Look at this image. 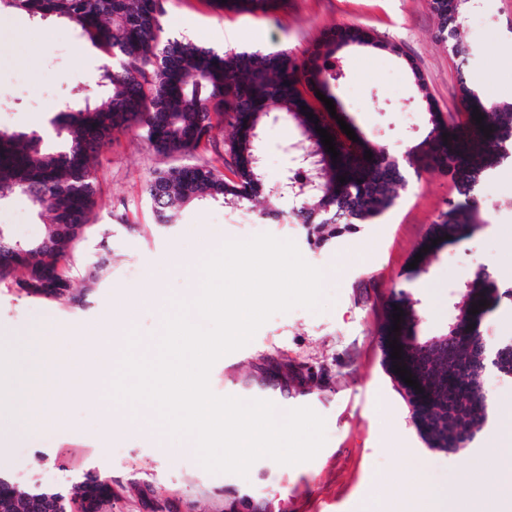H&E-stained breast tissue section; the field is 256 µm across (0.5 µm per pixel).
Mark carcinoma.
<instances>
[{
  "instance_id": "obj_1",
  "label": "carcinoma",
  "mask_w": 512,
  "mask_h": 512,
  "mask_svg": "<svg viewBox=\"0 0 512 512\" xmlns=\"http://www.w3.org/2000/svg\"><path fill=\"white\" fill-rule=\"evenodd\" d=\"M218 10L269 14L277 10L271 0H211ZM439 21L438 38L456 60L460 93L468 102L466 121L444 119L431 99H426L431 128L425 156L448 171L460 198L432 224L418 247H429L408 279L427 272L441 250L468 237L481 223L479 186L504 160L512 156V104L481 100L465 75L472 50L461 38L460 27L471 7L470 0H430ZM17 10L32 18L55 17L70 23L80 35L103 53L98 86L112 88L107 100L97 103L92 92L77 89L58 106L53 123L63 138V148L48 150L35 132L0 130V204L21 195L38 212L51 214L45 240L25 243L27 257L0 260V279L16 269L25 272L18 282L40 280L53 273L57 280L56 302L74 300L71 280L56 269L67 264L74 244L59 230L61 224H85L96 204L98 192L94 162L118 130L140 129L151 146L163 154H189L205 150L213 142L214 117L228 115L235 131L231 152L236 180H224L220 171L199 165L172 168L158 173L146 194L158 224H175L179 206L198 198L220 201L230 210L243 209L265 194L263 172L254 167V150L242 131L262 132L277 114L300 129L298 153L314 159L324 148L316 127L327 130L339 153L328 169H313L314 185L299 196H291L289 213L298 224L317 231L336 233L337 226L351 229L358 224H376L395 205V186L405 183L402 163L385 147L362 138L354 142L329 111L308 102L300 89L307 81L316 91L334 99L331 85L336 73L325 53L322 64L310 69L283 52L264 54L259 50L219 51L169 35L163 23V0H0V10ZM374 37L358 28L336 30L335 45L367 46ZM376 42V41H374ZM378 48L400 54V48L376 42ZM307 110H302V107ZM313 113L308 117L306 112ZM484 116L478 124L472 114ZM490 129L485 134L481 127ZM372 159L364 158L366 152ZM346 181L341 182L339 178ZM437 244H432V241ZM485 316L502 303H512V287L497 281L489 269H479L461 288L460 302L467 307L479 301ZM403 310L400 330L394 329V308ZM423 313L409 294H392L382 329L384 362L394 379V366L403 360L391 358L389 337L402 336L406 347L425 350L429 374L439 385L434 398L420 406L406 398L416 429L427 447L459 453L471 447L489 422L492 403L483 390L485 374L495 372L512 379V339L490 344L478 341L480 323L455 319L448 331L419 335ZM0 512H27L24 497L15 498L0 490Z\"/></svg>"
}]
</instances>
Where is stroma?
Segmentation results:
<instances>
[{"label": "stroma", "mask_w": 512, "mask_h": 512, "mask_svg": "<svg viewBox=\"0 0 512 512\" xmlns=\"http://www.w3.org/2000/svg\"><path fill=\"white\" fill-rule=\"evenodd\" d=\"M164 26L172 34L220 50H288L308 61L339 27H359L399 54L348 46L336 54L340 76L332 92L369 141L407 158L427 136L428 103L443 117L463 119L456 64L438 38L429 0H284L276 14L215 11L209 0H166ZM512 0H477L463 38L472 46L468 80L482 97L512 103ZM102 54L73 26L56 19L0 15V129L42 131L56 145V107L79 87H93ZM424 83L416 85L412 74ZM299 137L285 121L261 135L268 185L293 162L284 147ZM232 128L221 124L208 150L157 153L137 130L114 134L95 163L96 206L73 250L68 274L74 302L62 305L19 288L23 270L0 280V347L41 324H52L75 352L102 348L113 320L122 317L132 290L159 288L178 298L189 279L185 266L229 241L267 233L293 241L303 259L330 269L318 309L274 314L242 348L219 358L209 374L218 396L276 398L289 408H311L325 420L327 441L316 457L296 465L255 461L247 476L211 473L189 452L171 456L155 434L109 432L77 392L61 399L64 422L6 441L5 471L15 479L60 489L89 470L108 474L117 494L112 512H230L238 497L266 504V512H402L427 486L454 490L469 483L475 499L492 502L512 491L498 459L482 442L464 453L427 447L397 382L383 363L380 330L392 289H407L423 312L421 334L446 331L457 315L460 289L480 266L512 284V160L480 188L481 228L445 248L426 274L409 281L405 270L430 227L456 198L449 174L415 161L395 206L377 224H361L326 241L300 224L230 211L222 203L184 204L177 223H156L144 188L158 172L212 164L233 176ZM0 225L13 239L39 241L49 230L18 196L0 205Z\"/></svg>", "instance_id": "obj_1"}]
</instances>
